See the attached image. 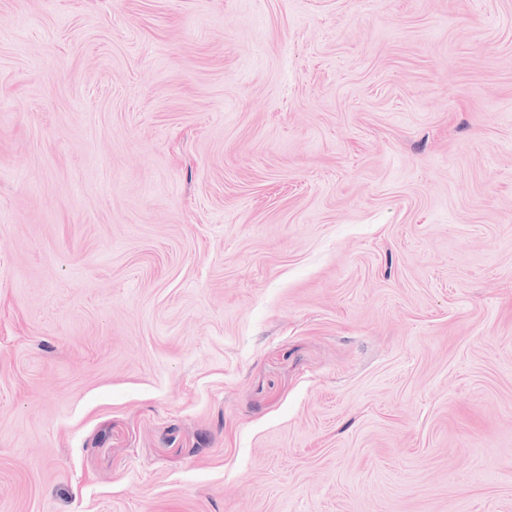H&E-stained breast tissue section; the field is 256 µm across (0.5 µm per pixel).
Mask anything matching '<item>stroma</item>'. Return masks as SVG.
I'll return each mask as SVG.
<instances>
[{
    "label": "stroma",
    "mask_w": 512,
    "mask_h": 512,
    "mask_svg": "<svg viewBox=\"0 0 512 512\" xmlns=\"http://www.w3.org/2000/svg\"><path fill=\"white\" fill-rule=\"evenodd\" d=\"M0 512H512V0H0Z\"/></svg>",
    "instance_id": "1"
}]
</instances>
